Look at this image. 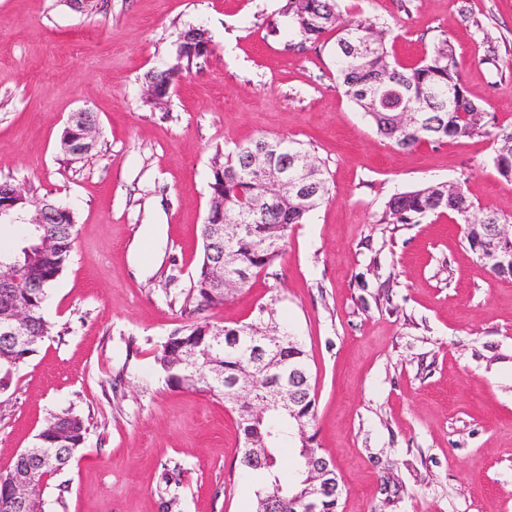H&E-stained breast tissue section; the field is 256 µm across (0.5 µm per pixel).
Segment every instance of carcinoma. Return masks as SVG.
<instances>
[{"mask_svg":"<svg viewBox=\"0 0 512 512\" xmlns=\"http://www.w3.org/2000/svg\"><path fill=\"white\" fill-rule=\"evenodd\" d=\"M292 27L301 48L314 43L324 34L336 32L331 53L336 76L347 97L357 106L375 128L377 135L400 149H411L424 143H441L450 138L487 136L496 145L494 165L498 173L512 178V127L490 125L487 113L465 94L455 53L448 39H440L432 51L418 63L405 66L390 59L385 32L376 20L366 17L346 21L336 10V0H284L280 10ZM365 46L360 56H352L350 46ZM386 78L389 87L406 94L408 103L424 114L425 127L408 129L401 124L400 111L386 109L373 101V94H382L376 80ZM455 92L451 106L448 89ZM269 168H282L296 156L307 158L313 164L312 193L309 202L293 197L274 201L267 183L255 172L253 157ZM210 208L201 225L203 257L189 295L195 303L194 311H204L224 303V288L215 283L214 265L226 244L210 236L212 224L245 222L244 231L234 240L232 251L236 262L250 269V278L242 283L247 288L251 279L272 269L283 254L286 234L276 235L274 226L288 228L302 224L329 197V185L318 158L301 142L290 138L259 136L246 140L229 151L215 149L210 168ZM224 202L218 209V201ZM473 202L462 187L448 183H433L423 188L393 195L385 206L386 224H409L428 215L451 214L463 226L464 240L475 255H480L485 235L484 225L472 222ZM22 236L13 248L0 250V264L11 267L17 279L12 288L0 291V316L15 306L27 310L24 328L38 342L22 344L11 336H0V389L5 390L11 377L36 352L39 343L52 332V325L44 316V304L49 290L71 261L75 230L70 218L63 215L46 224L20 225ZM265 322L279 336L280 353L286 362L310 374L307 352L300 340L285 334V329L259 308L253 323ZM224 330L228 336L237 331L249 332L248 324L217 327L207 321L190 320L171 333L156 350L154 361L168 385L175 389L208 392L226 396L225 382L218 377L251 374L250 381L257 394L264 395V379L253 374L243 354L224 351L214 333ZM316 401L309 398L296 407V414L272 407L264 420L254 421L243 411L235 410L237 428L243 438L238 462L240 477L254 482L256 512H265L269 499L279 502L280 512H303L306 497L307 453L317 452L316 434L308 433L309 447H300L294 437L297 424L312 425ZM87 425L83 417L71 410L51 416L36 438V447L50 454L53 467L43 468L29 464L19 455L13 467L0 474V512L4 501L12 496V479L24 485L28 512H44V493L48 481L67 468L83 447ZM248 443L265 445L264 462L258 469L248 466ZM180 473H167L162 493L170 510L179 504ZM343 494V483L337 482L324 497L322 512H338Z\"/></svg>","mask_w":512,"mask_h":512,"instance_id":"1","label":"carcinoma"}]
</instances>
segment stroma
<instances>
[{"label": "stroma", "instance_id": "35a3bbf8", "mask_svg": "<svg viewBox=\"0 0 512 512\" xmlns=\"http://www.w3.org/2000/svg\"><path fill=\"white\" fill-rule=\"evenodd\" d=\"M93 2L0 0V181L67 206L77 231L44 308L54 332L0 391V471L70 408L88 439L45 512H166L157 488L176 465L180 512H255L235 413L169 388L154 351L187 317L215 149L287 137L321 159L329 198L289 229L271 274L202 319L240 324L263 305L302 338L339 512H512V279L489 273L452 216L381 221L393 194L439 182L512 217L491 138L395 148L338 87L333 34L287 49L281 0ZM338 8L379 20L404 65L447 39L468 98L512 126V0ZM191 27L210 37L207 62L148 102L147 76ZM82 110L99 136L72 161L60 135Z\"/></svg>", "mask_w": 512, "mask_h": 512}]
</instances>
